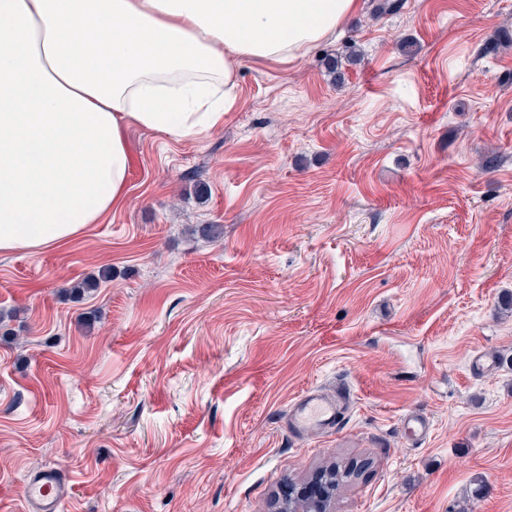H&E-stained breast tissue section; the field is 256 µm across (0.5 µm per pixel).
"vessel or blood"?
<instances>
[{"label": "vessel or blood", "instance_id": "1", "mask_svg": "<svg viewBox=\"0 0 512 512\" xmlns=\"http://www.w3.org/2000/svg\"><path fill=\"white\" fill-rule=\"evenodd\" d=\"M351 391L340 386L335 397L310 390L288 410V423L294 431H335L343 422ZM70 491L65 480L54 470L45 469L24 487L27 512H64Z\"/></svg>", "mask_w": 512, "mask_h": 512}]
</instances>
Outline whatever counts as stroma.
Returning a JSON list of instances; mask_svg holds the SVG:
<instances>
[{"mask_svg": "<svg viewBox=\"0 0 512 512\" xmlns=\"http://www.w3.org/2000/svg\"><path fill=\"white\" fill-rule=\"evenodd\" d=\"M383 3L243 62L198 140L129 127L118 211L0 253V512L48 467L66 512H277L337 463L335 512H512V0ZM351 391L344 385L336 387V396L328 398L314 390L299 397L288 410L290 428L297 432L335 431L343 422Z\"/></svg>", "mask_w": 512, "mask_h": 512, "instance_id": "stroma-1", "label": "stroma"}]
</instances>
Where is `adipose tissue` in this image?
Segmentation results:
<instances>
[{"instance_id":"adipose-tissue-1","label":"adipose tissue","mask_w":512,"mask_h":512,"mask_svg":"<svg viewBox=\"0 0 512 512\" xmlns=\"http://www.w3.org/2000/svg\"><path fill=\"white\" fill-rule=\"evenodd\" d=\"M356 0H0V251L67 242L127 196L129 127L191 141L237 68L294 60Z\"/></svg>"}]
</instances>
